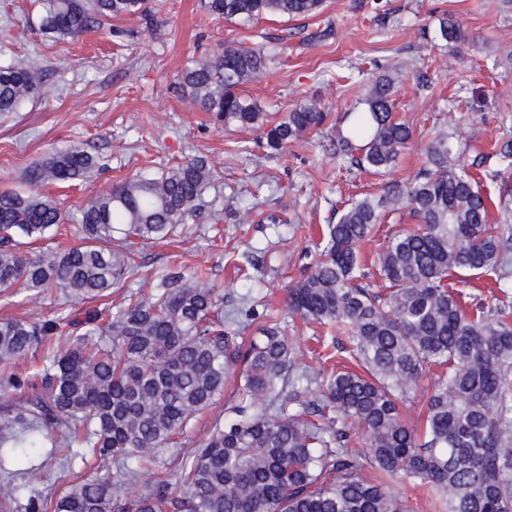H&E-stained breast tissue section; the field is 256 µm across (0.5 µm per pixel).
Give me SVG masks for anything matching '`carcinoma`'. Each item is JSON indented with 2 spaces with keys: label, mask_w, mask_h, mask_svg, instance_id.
Here are the masks:
<instances>
[{
  "label": "carcinoma",
  "mask_w": 512,
  "mask_h": 512,
  "mask_svg": "<svg viewBox=\"0 0 512 512\" xmlns=\"http://www.w3.org/2000/svg\"><path fill=\"white\" fill-rule=\"evenodd\" d=\"M36 32L77 39L104 21L150 14L149 0H41ZM323 0H209L211 14L254 19L318 14ZM439 37L463 38L451 18ZM257 48L226 45L184 69L180 86L224 127L263 131L276 154L320 127L326 113L299 103L277 122L242 97L238 87L267 70ZM41 72L0 63V113L17 112L38 91ZM347 112L336 152L366 171L396 164L413 131L394 117L395 81L378 75ZM423 169L391 181L379 196L356 198L323 228V248L309 273L288 290L289 311L347 336L361 366L327 374L302 368L280 322L262 315L258 334L239 339L238 314L198 279L172 267L148 297L83 310L109 296L134 270L129 238L160 240L191 219L212 179L211 167L189 158L161 171H140L94 196L76 217L81 242L63 251L24 247L62 223L56 200L40 191L52 181L86 178L99 166L79 149L28 167L18 189L0 192V293L28 300L58 290L71 303L43 320H0V395L18 402L0 417V512H407L390 481L426 487L445 512H512V309L471 315L445 284L512 265V224L489 222L463 152L440 134ZM409 210L417 226L388 240L378 256L386 293L361 283L360 246L375 225ZM71 328L67 346L49 350ZM48 347L35 382L9 371L18 358ZM442 373L425 388L423 430L399 403L421 387L429 367ZM234 379L232 418L186 453L136 499L115 490L137 480L196 416ZM316 385L317 400L286 393L290 381ZM69 447L67 459L112 460V478L78 477L48 499L5 467L1 448L26 459L45 445ZM375 476L367 479L363 469Z\"/></svg>",
  "instance_id": "1"
}]
</instances>
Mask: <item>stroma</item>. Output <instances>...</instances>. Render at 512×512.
Here are the masks:
<instances>
[{"instance_id":"stroma-1","label":"stroma","mask_w":512,"mask_h":512,"mask_svg":"<svg viewBox=\"0 0 512 512\" xmlns=\"http://www.w3.org/2000/svg\"><path fill=\"white\" fill-rule=\"evenodd\" d=\"M153 24L137 16L112 19L79 39L55 42L35 34L29 20L36 0H0V61L27 60L42 72L38 93L18 112L0 114V191L18 187L21 173L56 152L80 148L104 167L84 180L47 185L66 214L42 249L62 251L79 241L74 217L92 195L112 189L139 170L169 168L185 157H204L215 175L197 216L176 228L171 240H134L133 275L108 298L120 307L125 295H150L156 274L170 266L199 277L223 296L225 306L249 295L268 312L284 317L298 360L330 370L323 339L330 328L290 316L287 291L320 251V227L351 198L379 195L386 180L407 181L425 161L440 132L453 133L466 162L475 163L482 191L492 201L494 223L512 213V171L501 172L493 144L512 143V67L491 61L512 53V7L503 0H326L308 18L265 16L227 21L207 9V0H151ZM457 19L465 35L456 46L438 37L443 16ZM262 42L273 62L263 77L244 84L270 120H280L300 101L320 104L328 117L317 130L273 155L256 130H227L193 106L181 89L191 59L224 44ZM396 78L395 117L413 130L388 176L359 170L334 148L346 108L377 75ZM413 219L396 213L378 224L361 246L371 281L374 259ZM462 302L512 307V274L502 281L471 280ZM225 389L201 412L174 447L143 470L142 484L161 478L186 449L204 440L212 425L228 420L235 402ZM36 482L46 496L63 492L84 473L67 466L63 449L41 453Z\"/></svg>"}]
</instances>
